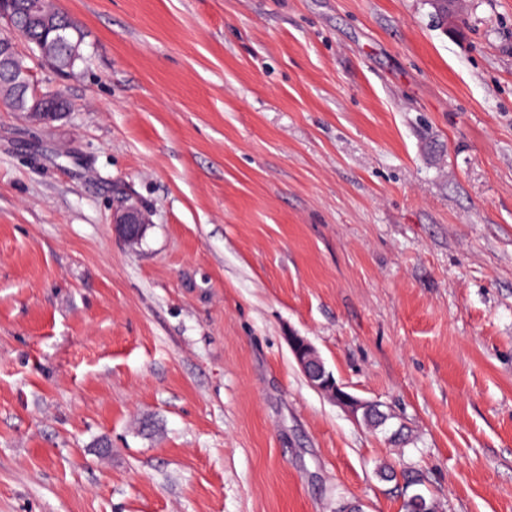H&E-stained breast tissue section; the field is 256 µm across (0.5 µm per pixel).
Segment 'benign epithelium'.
Here are the masks:
<instances>
[{"label":"benign epithelium","mask_w":512,"mask_h":512,"mask_svg":"<svg viewBox=\"0 0 512 512\" xmlns=\"http://www.w3.org/2000/svg\"><path fill=\"white\" fill-rule=\"evenodd\" d=\"M0 20L4 27L0 29V69L9 66L10 61L20 54L18 41L26 40L24 31L28 27H52L49 19L36 12L34 4L14 3L9 9L0 8ZM22 96L30 103L31 108L26 116L38 124H51L67 114V110L48 111L44 109L50 93L39 90L33 79V72L27 71L26 77L20 81ZM148 223L146 210L131 199L116 202L112 208V224L115 233L129 244L137 242L143 235L145 224ZM290 350L300 370L308 382L319 391L329 395L353 417L367 421L365 415L366 401L343 390L334 375L327 371L316 348L303 336L288 337Z\"/></svg>","instance_id":"7a95c632"}]
</instances>
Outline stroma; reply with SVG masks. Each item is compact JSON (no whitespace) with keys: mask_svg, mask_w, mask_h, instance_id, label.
Returning <instances> with one entry per match:
<instances>
[{"mask_svg":"<svg viewBox=\"0 0 512 512\" xmlns=\"http://www.w3.org/2000/svg\"><path fill=\"white\" fill-rule=\"evenodd\" d=\"M54 2L69 113L0 105V512H402L383 462L512 512V0ZM112 224L120 238L129 244L136 243L148 224L147 212L138 202L129 198L120 200L112 208ZM288 342L296 363L314 388L329 395L353 417L359 419L360 416L363 422L368 420V426L375 429L382 427L379 425L382 421L375 410H368L366 418L365 405L370 401L343 390L344 387L337 383L334 375L326 370L321 356L307 338L289 336Z\"/></svg>","mask_w":512,"mask_h":512,"instance_id":"obj_1","label":"stroma"}]
</instances>
